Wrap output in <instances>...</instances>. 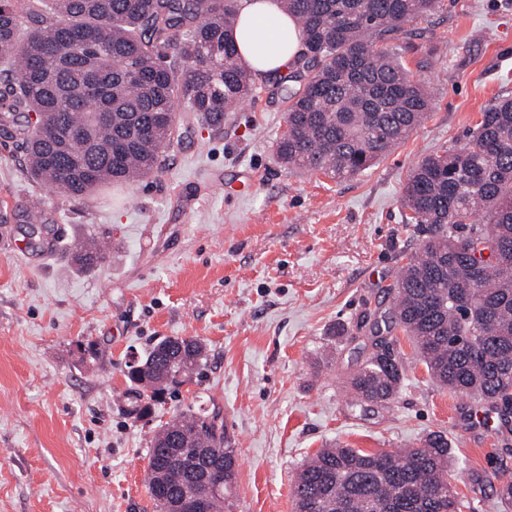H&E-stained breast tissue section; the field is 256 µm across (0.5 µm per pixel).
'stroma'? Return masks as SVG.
Returning <instances> with one entry per match:
<instances>
[{
    "mask_svg": "<svg viewBox=\"0 0 512 512\" xmlns=\"http://www.w3.org/2000/svg\"><path fill=\"white\" fill-rule=\"evenodd\" d=\"M443 4L417 24L427 66L402 54L430 112L352 177L282 166L288 84L275 76L223 126L178 113L153 176L82 200L34 182L19 141L0 136V512H155L154 435L215 407L237 448L233 512H295L290 484L322 448L394 450L437 431L459 512H512L496 495L512 478V413L483 435L474 400L436 382L401 330L396 399L353 404L364 344L422 240L403 221L410 171L512 96V0ZM76 240L106 244L105 263L79 269ZM165 336L198 337L207 363L142 419L123 402L126 365Z\"/></svg>",
    "mask_w": 512,
    "mask_h": 512,
    "instance_id": "1",
    "label": "stroma"
}]
</instances>
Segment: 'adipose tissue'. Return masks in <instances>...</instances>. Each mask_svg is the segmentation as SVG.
<instances>
[{"mask_svg":"<svg viewBox=\"0 0 512 512\" xmlns=\"http://www.w3.org/2000/svg\"><path fill=\"white\" fill-rule=\"evenodd\" d=\"M235 40L240 56L258 77L291 69L301 52L298 27L281 12L277 0H244Z\"/></svg>","mask_w":512,"mask_h":512,"instance_id":"obj_1","label":"adipose tissue"}]
</instances>
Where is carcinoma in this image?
<instances>
[{
	"mask_svg": "<svg viewBox=\"0 0 512 512\" xmlns=\"http://www.w3.org/2000/svg\"><path fill=\"white\" fill-rule=\"evenodd\" d=\"M240 0H0V134L24 146L29 176L83 199L105 184L149 177L177 113L207 123L253 94L233 32ZM300 30L307 80L289 95L276 143L291 170L351 177L370 168L425 120L432 96L398 59L400 40L441 0H280ZM67 45V56L56 48ZM115 114L112 121L100 118ZM91 131L84 139L85 131ZM405 220L421 247L390 286L393 307L374 334L400 328L442 386L512 408V98L481 113L466 143L427 155L404 187ZM97 245L74 253L98 267ZM206 357L194 337H163L128 378L132 413L184 383ZM403 367L371 352L351 378L355 404L386 405ZM147 482L164 499L205 497L229 512L237 453L220 411L189 412L153 438ZM297 512H442L458 506L448 440L430 433L399 453L333 446L303 464Z\"/></svg>",
	"mask_w": 512,
	"mask_h": 512,
	"instance_id": "1",
	"label": "carcinoma"
}]
</instances>
